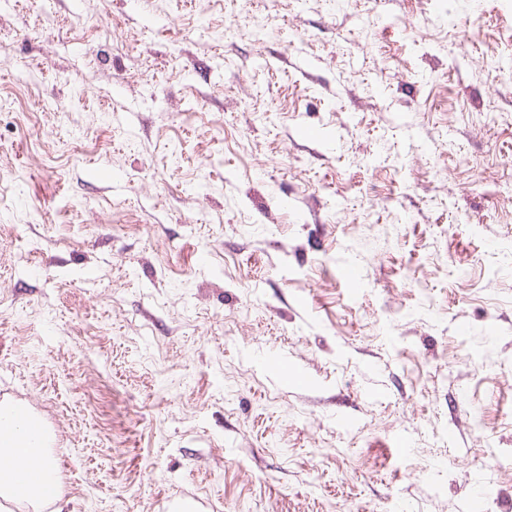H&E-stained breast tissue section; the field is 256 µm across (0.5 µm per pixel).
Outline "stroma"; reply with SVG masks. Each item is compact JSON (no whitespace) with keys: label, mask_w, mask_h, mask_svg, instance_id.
I'll return each instance as SVG.
<instances>
[{"label":"stroma","mask_w":512,"mask_h":512,"mask_svg":"<svg viewBox=\"0 0 512 512\" xmlns=\"http://www.w3.org/2000/svg\"><path fill=\"white\" fill-rule=\"evenodd\" d=\"M1 398L65 512H512V0H0Z\"/></svg>","instance_id":"obj_1"}]
</instances>
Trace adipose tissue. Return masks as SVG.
Here are the masks:
<instances>
[{"instance_id":"obj_1","label":"adipose tissue","mask_w":512,"mask_h":512,"mask_svg":"<svg viewBox=\"0 0 512 512\" xmlns=\"http://www.w3.org/2000/svg\"><path fill=\"white\" fill-rule=\"evenodd\" d=\"M37 463L44 477L35 483L16 484L13 480L15 466ZM27 501L32 506L44 503H60L55 465L44 448H41L36 432L13 414L0 410V500Z\"/></svg>"}]
</instances>
